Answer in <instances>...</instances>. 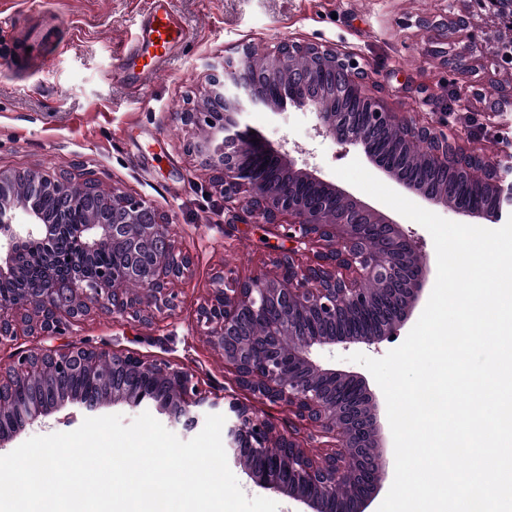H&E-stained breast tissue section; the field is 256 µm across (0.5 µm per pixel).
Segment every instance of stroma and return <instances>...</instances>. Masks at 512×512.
<instances>
[{
  "label": "stroma",
  "instance_id": "stroma-1",
  "mask_svg": "<svg viewBox=\"0 0 512 512\" xmlns=\"http://www.w3.org/2000/svg\"><path fill=\"white\" fill-rule=\"evenodd\" d=\"M29 24L47 30L44 56L29 52L28 34L0 38V171L66 168L78 180L95 179L102 191L120 188L152 203L168 220L177 246L194 264L175 283L179 305L152 323L99 313L72 326L51 346L86 343L122 348L189 369L206 392L254 405L280 430L295 417L287 404L255 402L236 386L223 357L197 327V311L219 273L245 279L269 269L267 230L259 224L224 226V195L185 144L194 130L178 115L193 108L206 83V61L250 47L254 58L282 41L318 42L353 55L369 72L388 106L418 119L451 113L475 146L496 136L512 140V106L489 113L474 94L484 71L458 77L439 47L451 44L467 59L461 33H447L462 0H171L194 32L143 97L130 93L116 70L121 51L139 25L146 0H45ZM243 120L272 144L287 143L326 180L334 168L363 153L315 137L314 109L256 108ZM87 413L67 405L45 423L26 427L10 442L77 429Z\"/></svg>",
  "mask_w": 512,
  "mask_h": 512
}]
</instances>
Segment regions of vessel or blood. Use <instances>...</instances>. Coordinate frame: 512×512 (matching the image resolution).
Here are the masks:
<instances>
[{
	"mask_svg": "<svg viewBox=\"0 0 512 512\" xmlns=\"http://www.w3.org/2000/svg\"><path fill=\"white\" fill-rule=\"evenodd\" d=\"M190 37V31L170 10L168 0H146L138 33L117 70L119 78L133 94L143 95L160 64L177 44Z\"/></svg>",
	"mask_w": 512,
	"mask_h": 512,
	"instance_id": "vessel-or-blood-1",
	"label": "vessel or blood"
}]
</instances>
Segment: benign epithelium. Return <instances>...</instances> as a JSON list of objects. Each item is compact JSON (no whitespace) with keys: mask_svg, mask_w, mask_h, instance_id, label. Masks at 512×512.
<instances>
[{"mask_svg":"<svg viewBox=\"0 0 512 512\" xmlns=\"http://www.w3.org/2000/svg\"><path fill=\"white\" fill-rule=\"evenodd\" d=\"M485 18L497 28L490 51L495 72L512 70V0H467L459 16L466 39L479 42L480 21ZM249 53L245 47L237 57H224L222 72L210 75L200 92V111L182 112L179 119L186 127L200 129L186 149L223 187L227 223L267 224L291 248L272 260L271 274L262 271L245 280L217 275L215 288L199 308L197 323L224 356V368L240 388L265 402L287 403L306 423L309 434L305 438L285 434L252 406L231 401L227 451L243 465L253 485L278 490L306 506L307 512H324L333 500L349 507V512H370L388 475L382 451L385 426L377 399L363 377L325 368L311 354L315 348L371 346L397 334L424 300L431 266L397 220L323 179L307 161L293 157L284 142L277 147L261 140L255 143L258 152L277 159L283 173L276 186L266 181L257 167L240 157L241 143L257 138L240 116L253 108L275 111L288 101L312 105L317 136L341 146L361 147L378 170L436 207L450 208L448 199L383 161L368 144L370 133L392 127L399 130L400 144L409 152L446 164L473 161L482 170L484 186L509 205L508 173L498 151L466 146L448 119L423 123L390 110L369 84L366 69L353 64L351 55L328 45L285 41L268 54L259 72L248 65ZM287 70L293 72V79L281 99L265 93ZM315 76L338 94L311 97ZM349 98L365 108L363 131L356 128L354 113L336 111V104ZM15 178L14 173L0 171V277L21 276L16 255L25 248L33 261L45 267L47 282L38 295L20 292L0 298V344L20 335L62 336L71 324L95 311L140 321L156 311L176 309L178 294L171 285L190 270L193 257L176 249L169 224L152 204L116 189L101 192L90 179L75 182L65 170H29L20 191ZM294 180L311 185L319 194L318 202L312 204L293 193ZM48 193L64 197L74 210L85 211L83 254L64 279L52 268L50 257L56 239L68 230L70 217L40 205ZM338 200L353 208L351 217L336 220ZM454 211L488 223H497L502 216L500 208ZM108 246L126 255L125 265L95 279L84 276V265ZM381 290L390 294L394 308L375 332L336 329V321L375 302ZM45 365L61 375H95L112 385L113 399L130 407L152 403L188 428L198 424L204 409L219 405L218 397L198 388L189 370L167 361L75 345L38 353L22 350L11 364L0 365V412L10 416L17 430L68 403V398L45 389L32 403L7 405L20 389V379L37 381ZM155 380L168 386L170 399L148 393ZM338 385L355 389V399H337ZM315 437L329 439L331 452L320 458L310 455L306 440ZM254 458L262 459V465H254Z\"/></svg>","mask_w":512,"mask_h":512,"instance_id":"obj_1","label":"benign epithelium"}]
</instances>
